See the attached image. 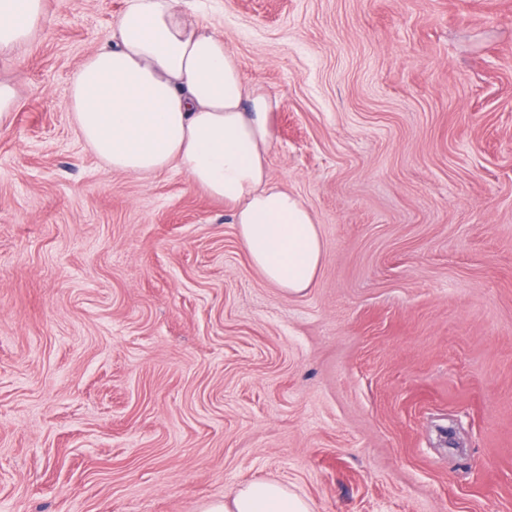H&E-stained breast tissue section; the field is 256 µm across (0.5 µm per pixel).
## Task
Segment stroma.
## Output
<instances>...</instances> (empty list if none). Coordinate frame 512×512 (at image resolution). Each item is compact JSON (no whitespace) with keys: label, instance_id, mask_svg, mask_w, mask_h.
Listing matches in <instances>:
<instances>
[{"label":"stroma","instance_id":"obj_1","mask_svg":"<svg viewBox=\"0 0 512 512\" xmlns=\"http://www.w3.org/2000/svg\"><path fill=\"white\" fill-rule=\"evenodd\" d=\"M124 8L44 0L0 60V512H201L256 479L512 512V0H203L320 230L297 296L223 201L77 136L70 77Z\"/></svg>","mask_w":512,"mask_h":512}]
</instances>
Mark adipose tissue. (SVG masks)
I'll return each instance as SVG.
<instances>
[{
    "label": "adipose tissue",
    "instance_id": "ef3b65f1",
    "mask_svg": "<svg viewBox=\"0 0 512 512\" xmlns=\"http://www.w3.org/2000/svg\"><path fill=\"white\" fill-rule=\"evenodd\" d=\"M43 0H0V57L29 40ZM274 101L246 82L223 33L200 22L195 0H126L107 43L70 79L77 135L112 171L185 174L230 207L253 266L296 295L310 287L323 246L302 200L269 174ZM202 512H312L288 485L244 484Z\"/></svg>",
    "mask_w": 512,
    "mask_h": 512
}]
</instances>
